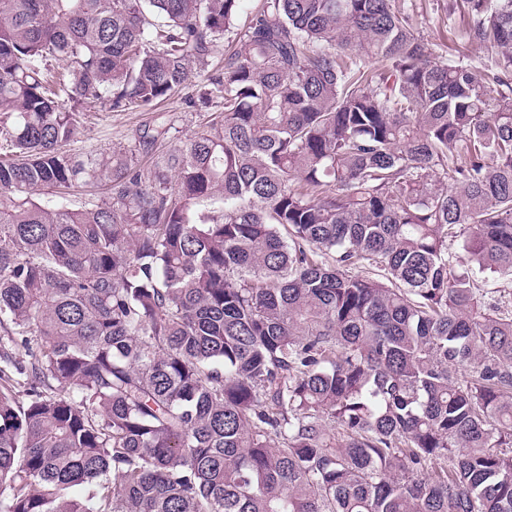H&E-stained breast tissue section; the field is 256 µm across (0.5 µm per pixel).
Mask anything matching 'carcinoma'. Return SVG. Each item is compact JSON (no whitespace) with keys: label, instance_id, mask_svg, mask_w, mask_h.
Listing matches in <instances>:
<instances>
[{"label":"carcinoma","instance_id":"cac0c4a2","mask_svg":"<svg viewBox=\"0 0 512 512\" xmlns=\"http://www.w3.org/2000/svg\"><path fill=\"white\" fill-rule=\"evenodd\" d=\"M242 2L0 0V512H512V0H466L484 70L398 0H259L209 126L64 150ZM475 278L485 295L486 302H492L494 299H497L500 295L499 290H502V294L504 290L506 291L505 294L508 292L512 293V278L510 280V278L506 279L479 273L475 274Z\"/></svg>","mask_w":512,"mask_h":512}]
</instances>
